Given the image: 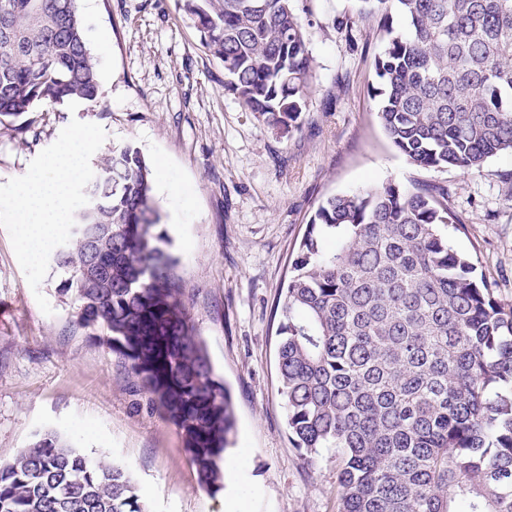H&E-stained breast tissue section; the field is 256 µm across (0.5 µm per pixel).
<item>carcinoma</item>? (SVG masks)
<instances>
[{"instance_id": "carcinoma-1", "label": "carcinoma", "mask_w": 512, "mask_h": 512, "mask_svg": "<svg viewBox=\"0 0 512 512\" xmlns=\"http://www.w3.org/2000/svg\"><path fill=\"white\" fill-rule=\"evenodd\" d=\"M77 0H0V119L101 104ZM379 17L378 121L408 163L480 169L512 153V0H359ZM224 89L280 134L314 77L295 0H184ZM399 14L406 29L390 24ZM53 261L134 387L178 429L202 485L224 488L230 398L188 313L131 144L87 177ZM448 187L334 195L306 226L276 329L292 446L336 453V512H512V306L448 245ZM0 512H144L119 463L47 432L0 463Z\"/></svg>"}]
</instances>
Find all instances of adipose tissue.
I'll return each mask as SVG.
<instances>
[{
    "instance_id": "ef3b65f1",
    "label": "adipose tissue",
    "mask_w": 512,
    "mask_h": 512,
    "mask_svg": "<svg viewBox=\"0 0 512 512\" xmlns=\"http://www.w3.org/2000/svg\"><path fill=\"white\" fill-rule=\"evenodd\" d=\"M96 145L93 133L78 130L45 165L15 186L19 202L15 239L29 261L38 262L68 220L69 190L85 154Z\"/></svg>"
}]
</instances>
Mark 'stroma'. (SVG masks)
I'll return each instance as SVG.
<instances>
[{"instance_id":"1","label":"stroma","mask_w":512,"mask_h":512,"mask_svg":"<svg viewBox=\"0 0 512 512\" xmlns=\"http://www.w3.org/2000/svg\"><path fill=\"white\" fill-rule=\"evenodd\" d=\"M98 61L99 107L67 101L0 121V462L53 431L124 465L146 512H336V457L292 447L278 391L274 315L300 240L328 196L419 179L391 144L370 93L385 41L358 0H299L315 78L297 130L281 135L224 89V66L182 0H77ZM92 129L90 173L133 144L153 176L190 318L228 388L236 430L224 489L199 484L181 436L126 380L97 331L79 326L65 275L13 243L15 183L74 130ZM448 187L465 229L454 249L512 304V153L425 174Z\"/></svg>"}]
</instances>
